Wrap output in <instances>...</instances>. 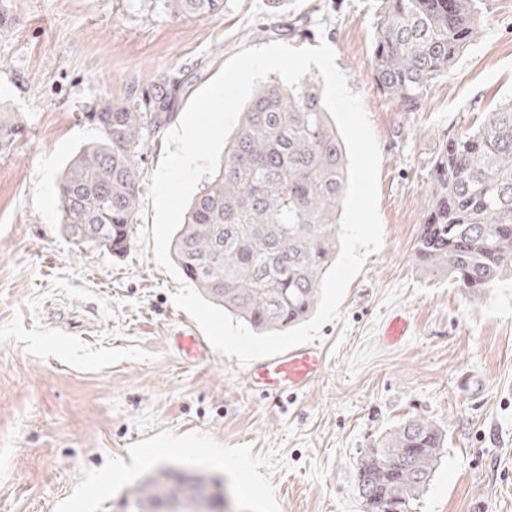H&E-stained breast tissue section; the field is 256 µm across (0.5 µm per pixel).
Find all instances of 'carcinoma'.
I'll return each mask as SVG.
<instances>
[{
  "mask_svg": "<svg viewBox=\"0 0 512 512\" xmlns=\"http://www.w3.org/2000/svg\"><path fill=\"white\" fill-rule=\"evenodd\" d=\"M173 17L214 14L223 0H163ZM481 33L477 0H377L372 79L387 99L416 112ZM183 90L163 75L125 99L103 97L87 113L99 130L57 184L63 231L76 244L126 251L137 222L148 133L171 120ZM21 127L0 118V151ZM431 196L415 260L448 270L470 297L512 271V100L477 131L441 141L429 161ZM347 185L344 143L319 86L262 84L246 104L224 159L192 199L171 241L179 272L209 302L255 332L291 329L318 301L336 251ZM445 437L411 420L375 440L356 469L359 496L410 512L443 456ZM208 489L206 512H226L227 488L203 472L161 467L128 488L119 512H161L176 478Z\"/></svg>",
  "mask_w": 512,
  "mask_h": 512,
  "instance_id": "carcinoma-1",
  "label": "carcinoma"
}]
</instances>
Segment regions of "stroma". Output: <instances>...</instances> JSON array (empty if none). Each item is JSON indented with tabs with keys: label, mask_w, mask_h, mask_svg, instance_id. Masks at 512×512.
<instances>
[{
	"label": "stroma",
	"mask_w": 512,
	"mask_h": 512,
	"mask_svg": "<svg viewBox=\"0 0 512 512\" xmlns=\"http://www.w3.org/2000/svg\"><path fill=\"white\" fill-rule=\"evenodd\" d=\"M480 11L479 39L404 112L371 77L374 0H292L284 18L266 0L180 18L162 0H0V116L26 128L0 153V512H112L162 465L228 481L239 512H363L361 455L413 418L439 426L446 448L411 512H512V273L472 299L413 258L440 138L512 98V0ZM279 42L327 43L360 94L380 150L383 244L348 285L343 320L321 328L322 373L272 400L237 358L178 345L193 319L154 260L147 191L164 132L144 150L123 255L63 234L56 184L98 137L82 114L99 97L176 73L188 83L179 117L228 58ZM397 311L412 333L389 345Z\"/></svg>",
	"instance_id": "stroma-1"
}]
</instances>
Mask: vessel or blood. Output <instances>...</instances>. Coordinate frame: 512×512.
Segmentation results:
<instances>
[{
    "label": "vessel or blood",
    "mask_w": 512,
    "mask_h": 512,
    "mask_svg": "<svg viewBox=\"0 0 512 512\" xmlns=\"http://www.w3.org/2000/svg\"><path fill=\"white\" fill-rule=\"evenodd\" d=\"M410 333L406 314L398 312L386 323L383 338L396 343ZM325 352L319 343H307L274 357L252 361L247 369L248 384L252 391L267 398H278L308 388L325 366Z\"/></svg>",
    "instance_id": "b4317fda"
}]
</instances>
